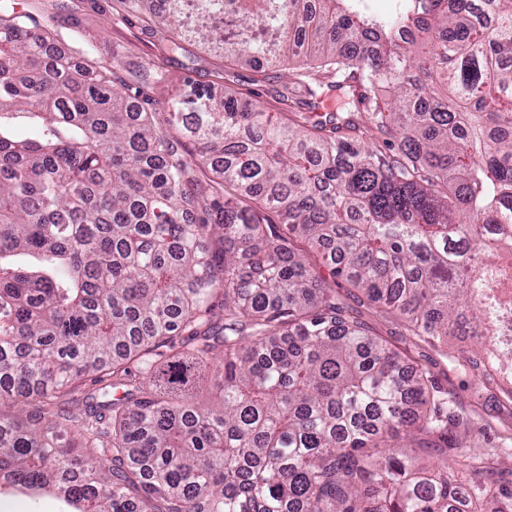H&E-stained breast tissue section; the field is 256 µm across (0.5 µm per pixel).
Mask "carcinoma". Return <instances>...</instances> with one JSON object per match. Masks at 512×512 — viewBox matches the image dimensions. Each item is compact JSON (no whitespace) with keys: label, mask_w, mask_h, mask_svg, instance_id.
Here are the masks:
<instances>
[{"label":"carcinoma","mask_w":512,"mask_h":512,"mask_svg":"<svg viewBox=\"0 0 512 512\" xmlns=\"http://www.w3.org/2000/svg\"><path fill=\"white\" fill-rule=\"evenodd\" d=\"M151 16L180 30L169 56L290 67L288 111L188 77L165 108L188 158L82 33L0 14V486L74 512H512V486L456 471L512 436L473 447L328 282L469 337L476 393L512 380V0ZM328 89L351 108L319 111Z\"/></svg>","instance_id":"carcinoma-1"}]
</instances>
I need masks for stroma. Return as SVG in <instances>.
<instances>
[{
	"label": "stroma",
	"mask_w": 512,
	"mask_h": 512,
	"mask_svg": "<svg viewBox=\"0 0 512 512\" xmlns=\"http://www.w3.org/2000/svg\"><path fill=\"white\" fill-rule=\"evenodd\" d=\"M44 6L57 14L50 27L55 37L66 38L71 29H78L96 45L97 59L107 66H113V51L124 52L122 64L113 66L115 79L124 84L130 94L151 99L157 109L162 108L187 76L204 84L219 80L221 89L238 92L243 101L259 100L273 108L277 107L279 95L289 82L287 72L280 68L241 65L228 68L223 59L196 46L190 47L188 53L166 57L163 47L166 38L172 35L171 29L151 21L146 9L127 8L122 0H45ZM146 62L156 63L163 70L162 82H142L138 67ZM336 289L372 327L377 338L428 368L449 400L471 414L477 426L472 435L475 443L486 442L479 432L481 426L495 430L512 428V404L495 390L486 393L481 400H474L471 390L474 374L449 360L450 355L469 347L470 339L458 336L443 344L407 335L401 319L376 313L360 304L354 287L346 280L337 279Z\"/></svg>",
	"instance_id": "35a3bbf8"
}]
</instances>
